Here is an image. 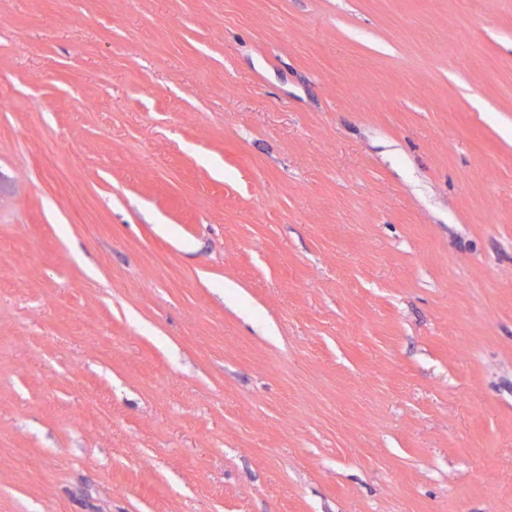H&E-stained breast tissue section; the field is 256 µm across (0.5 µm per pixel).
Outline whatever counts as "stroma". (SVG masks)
Here are the masks:
<instances>
[{
  "instance_id": "1",
  "label": "stroma",
  "mask_w": 512,
  "mask_h": 512,
  "mask_svg": "<svg viewBox=\"0 0 512 512\" xmlns=\"http://www.w3.org/2000/svg\"><path fill=\"white\" fill-rule=\"evenodd\" d=\"M0 90V512H512V0H0Z\"/></svg>"
}]
</instances>
